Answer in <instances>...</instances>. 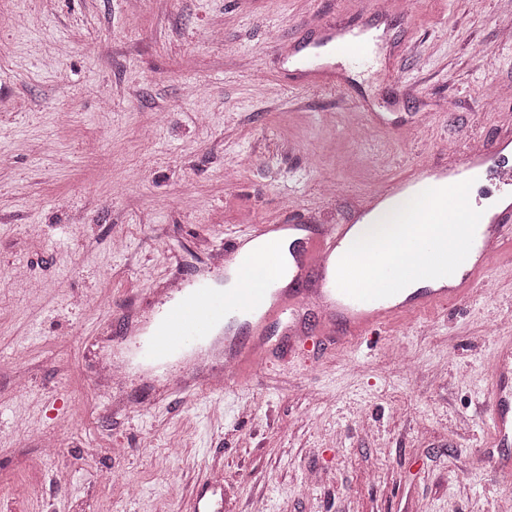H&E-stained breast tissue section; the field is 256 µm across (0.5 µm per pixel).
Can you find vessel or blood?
Here are the masks:
<instances>
[{
	"label": "vessel or blood",
	"instance_id": "obj_1",
	"mask_svg": "<svg viewBox=\"0 0 512 512\" xmlns=\"http://www.w3.org/2000/svg\"><path fill=\"white\" fill-rule=\"evenodd\" d=\"M375 44L362 32L347 26L322 22L308 39L290 46L288 61L301 87L336 82L337 62L370 61ZM461 162L447 166L417 167L409 178H398L372 189L352 208L346 222L313 224L307 236L300 226L256 224L247 232L225 239L224 254L239 278L249 281L257 263H264L262 285L234 296L218 288L212 276H195L170 287L168 299L151 319L148 336L136 344V355L145 365L167 376V362L186 351L215 345L217 332H224L226 382H239L242 369L270 366L286 344L304 335L299 320L307 304L320 310V330L331 336L342 332L345 342L359 345L376 340L401 317L455 302L474 288L505 240H512V203L486 215L478 198L470 204L482 217L466 260L454 274L436 279L427 287L371 301H360L341 292L336 270L349 248L353 224L373 212L380 203L426 177L443 175L447 184L460 182L462 173L475 170L494 182L501 196L512 200V134L497 138H469ZM288 251V265H281V251ZM491 412V431L500 447L512 445V347L502 348L492 363V381L483 392Z\"/></svg>",
	"mask_w": 512,
	"mask_h": 512
}]
</instances>
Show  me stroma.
I'll use <instances>...</instances> for the list:
<instances>
[{
  "label": "stroma",
  "instance_id": "35a3bbf8",
  "mask_svg": "<svg viewBox=\"0 0 512 512\" xmlns=\"http://www.w3.org/2000/svg\"><path fill=\"white\" fill-rule=\"evenodd\" d=\"M322 20L379 32L349 96L278 68L276 46ZM508 27L501 0H0V512H192L215 467L222 512H494L512 497L482 399L512 342V246L470 297L373 348L320 336L305 310L306 341L220 395L165 390L131 344L158 288L206 272L225 237L294 205L339 220L444 162L459 127L511 126ZM356 97L429 119L357 143ZM102 360L125 371L108 399Z\"/></svg>",
  "mask_w": 512,
  "mask_h": 512
}]
</instances>
